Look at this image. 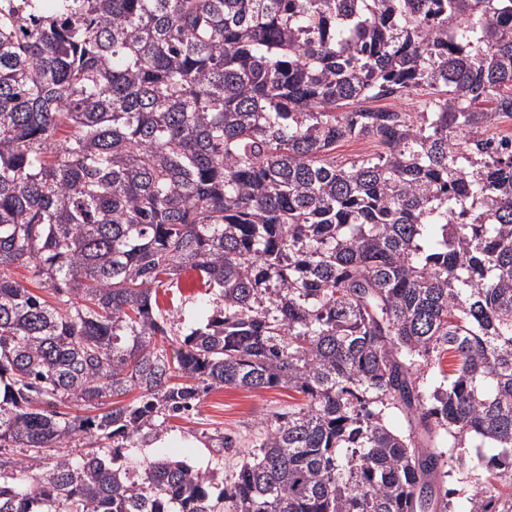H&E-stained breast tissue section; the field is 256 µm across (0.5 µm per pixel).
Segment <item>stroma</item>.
<instances>
[{
    "label": "stroma",
    "instance_id": "35a3bbf8",
    "mask_svg": "<svg viewBox=\"0 0 512 512\" xmlns=\"http://www.w3.org/2000/svg\"><path fill=\"white\" fill-rule=\"evenodd\" d=\"M155 290L161 309L170 312L181 328L205 318L214 309L212 297L206 294L193 271L185 272L175 281H163ZM302 400L301 394L282 387L261 391L215 389L202 398L193 415L170 419L165 447L152 444L130 448L126 455L134 464L143 457L162 454L203 469L213 460L208 437L221 432L232 441L231 448L224 451V476L229 479L278 416Z\"/></svg>",
    "mask_w": 512,
    "mask_h": 512
}]
</instances>
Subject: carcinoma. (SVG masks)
<instances>
[{
  "instance_id": "cac0c4a2",
  "label": "carcinoma",
  "mask_w": 512,
  "mask_h": 512,
  "mask_svg": "<svg viewBox=\"0 0 512 512\" xmlns=\"http://www.w3.org/2000/svg\"><path fill=\"white\" fill-rule=\"evenodd\" d=\"M505 118L512 0H0V512H512ZM224 387L305 403L227 482L128 465ZM379 150L375 144L361 141L349 140L336 146V164L345 165L361 157L373 155ZM154 290L161 309L173 315L175 329L205 318L216 308L213 297L205 294L206 288L201 286L194 271L185 272L174 283L163 276V283L154 284Z\"/></svg>"
}]
</instances>
